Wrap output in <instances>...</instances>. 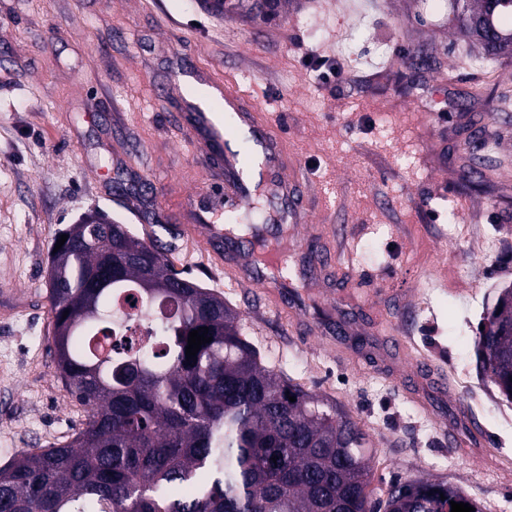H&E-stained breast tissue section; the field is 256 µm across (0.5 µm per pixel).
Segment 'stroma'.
Segmentation results:
<instances>
[{"instance_id":"stroma-1","label":"stroma","mask_w":512,"mask_h":512,"mask_svg":"<svg viewBox=\"0 0 512 512\" xmlns=\"http://www.w3.org/2000/svg\"><path fill=\"white\" fill-rule=\"evenodd\" d=\"M448 17V0H291L262 26L207 0H0V465L88 418L54 370L47 267L59 231L97 208L164 243L265 365L361 427L374 497L423 479L512 512V402L476 362L484 312L512 285V106L488 153L468 96L489 84L512 98V57L489 81ZM415 47L431 67L382 61ZM181 69L246 92L312 179L295 237L334 251L336 277L304 289L305 327L180 231L209 188L181 128ZM464 152L484 159L474 190L458 184ZM403 303L410 352L380 356L372 326Z\"/></svg>"}]
</instances>
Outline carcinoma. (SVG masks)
<instances>
[{
  "label": "carcinoma",
  "instance_id": "1",
  "mask_svg": "<svg viewBox=\"0 0 512 512\" xmlns=\"http://www.w3.org/2000/svg\"><path fill=\"white\" fill-rule=\"evenodd\" d=\"M288 2L210 0V8L266 23L285 16ZM450 5L481 62L512 56V0ZM488 24L500 42L486 41ZM476 177L461 159L460 184ZM268 220L266 211L224 213L244 229ZM51 265L55 372L90 415L70 442L0 466V512H451L452 501L482 512L465 492L428 480L394 483L374 501L365 433L264 365L224 297L178 276L156 244L79 222ZM491 318L477 358L490 352L482 371L511 401V288ZM203 327L212 341L188 361L189 332Z\"/></svg>",
  "mask_w": 512,
  "mask_h": 512
}]
</instances>
